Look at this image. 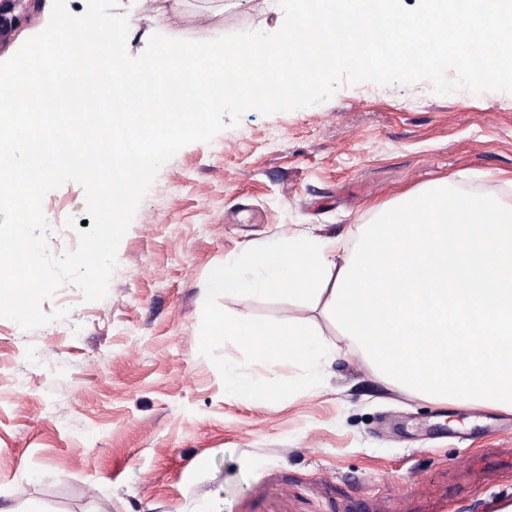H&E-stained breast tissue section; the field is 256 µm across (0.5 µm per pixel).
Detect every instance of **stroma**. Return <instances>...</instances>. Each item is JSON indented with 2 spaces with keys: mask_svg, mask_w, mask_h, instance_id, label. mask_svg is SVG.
I'll list each match as a JSON object with an SVG mask.
<instances>
[{
  "mask_svg": "<svg viewBox=\"0 0 512 512\" xmlns=\"http://www.w3.org/2000/svg\"><path fill=\"white\" fill-rule=\"evenodd\" d=\"M43 0L0 61L47 25ZM127 49L150 36L277 31L276 0H119ZM512 177V94L430 83L342 86L329 101L246 111L161 169L122 239L107 297L60 288L32 331L0 319V512H502L512 505V413L428 403L357 347L322 385L279 402L227 394L199 351L211 269L299 232L354 244L372 205L438 180L479 193ZM52 253L73 249V182L48 192ZM236 317L303 321L323 308L239 297Z\"/></svg>",
  "mask_w": 512,
  "mask_h": 512,
  "instance_id": "obj_1",
  "label": "stroma"
}]
</instances>
